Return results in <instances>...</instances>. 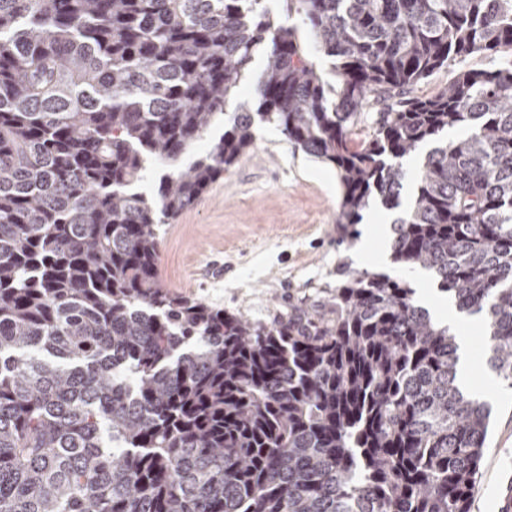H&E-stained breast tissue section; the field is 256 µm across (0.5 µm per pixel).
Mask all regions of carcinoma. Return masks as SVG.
Instances as JSON below:
<instances>
[{"mask_svg":"<svg viewBox=\"0 0 512 512\" xmlns=\"http://www.w3.org/2000/svg\"><path fill=\"white\" fill-rule=\"evenodd\" d=\"M281 2L337 87L265 0H0V512H469L491 408L407 281L344 271L256 324L164 285L160 226L262 122L336 168L347 235L428 144L392 260L481 317L512 387V61L405 98L512 50V0ZM265 5L271 12V15L275 21L288 25L294 24L298 27V34L301 40L308 44L310 47L313 55V61L316 63L318 69L320 70L323 79L330 86L336 87L338 78L336 76V71L333 68L332 61L315 50L309 28L306 27L295 14H292V16H290L287 20L286 14L282 7V2L280 0H266ZM506 58H509L508 54L490 57L478 53L468 56L462 61L456 60L449 63L448 68L440 70L427 80L415 86L414 89L410 92V96L426 97L435 93L440 87L448 83V81L453 77L455 71L459 67L489 68L506 60Z\"/></svg>","mask_w":512,"mask_h":512,"instance_id":"cac0c4a2","label":"carcinoma"}]
</instances>
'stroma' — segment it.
Wrapping results in <instances>:
<instances>
[{
	"instance_id": "35a3bbf8",
	"label": "stroma",
	"mask_w": 512,
	"mask_h": 512,
	"mask_svg": "<svg viewBox=\"0 0 512 512\" xmlns=\"http://www.w3.org/2000/svg\"><path fill=\"white\" fill-rule=\"evenodd\" d=\"M341 186L335 167L288 142L272 124L199 201L161 228L160 269L174 293L268 324L289 304L327 297L336 267L355 243L338 224ZM471 383L489 399L491 426L470 512H504L512 481V388L488 362L484 326L461 329Z\"/></svg>"
}]
</instances>
